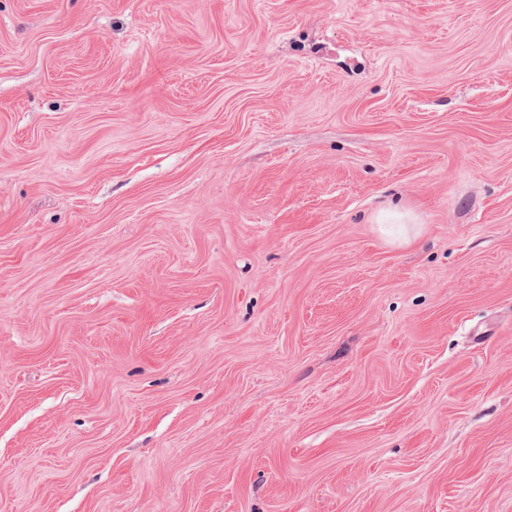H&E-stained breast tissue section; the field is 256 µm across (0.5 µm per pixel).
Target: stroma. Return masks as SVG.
I'll list each match as a JSON object with an SVG mask.
<instances>
[{"instance_id": "obj_1", "label": "stroma", "mask_w": 512, "mask_h": 512, "mask_svg": "<svg viewBox=\"0 0 512 512\" xmlns=\"http://www.w3.org/2000/svg\"><path fill=\"white\" fill-rule=\"evenodd\" d=\"M0 512H512V0H0ZM377 224L383 225L393 242L402 246L416 240L423 231L420 217L411 210L393 209L377 217Z\"/></svg>"}]
</instances>
